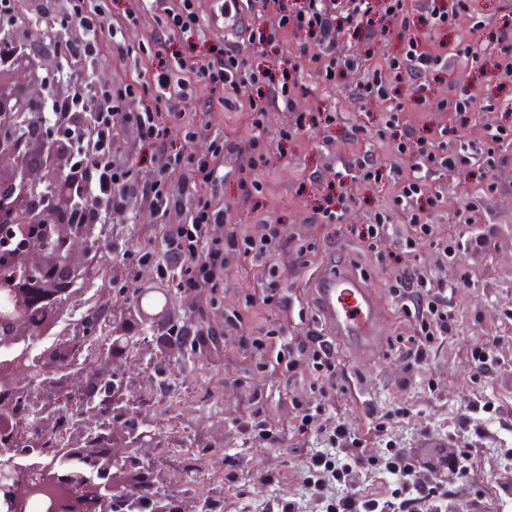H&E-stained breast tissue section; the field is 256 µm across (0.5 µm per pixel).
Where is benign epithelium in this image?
Listing matches in <instances>:
<instances>
[{
	"instance_id": "7a95c632",
	"label": "benign epithelium",
	"mask_w": 512,
	"mask_h": 512,
	"mask_svg": "<svg viewBox=\"0 0 512 512\" xmlns=\"http://www.w3.org/2000/svg\"><path fill=\"white\" fill-rule=\"evenodd\" d=\"M43 80L30 78L28 59L16 45L0 51V389L27 407L39 440L24 425L8 420L0 434V505L7 512H166L172 493L162 488L139 498L140 476L129 455L154 448L158 436L118 427L130 414L129 385L112 384L114 366L157 338L166 328L174 297L158 289L163 303L152 308V289L139 287L121 311L99 310L126 321L133 330L116 334L87 313L61 325L71 313L98 246L96 225L72 215L88 209L82 185L70 176L75 148L39 115L43 135L27 133V107L59 79L61 67H43ZM61 460L104 449L90 471L50 470L32 464L38 446ZM97 495L88 500L85 485Z\"/></svg>"
}]
</instances>
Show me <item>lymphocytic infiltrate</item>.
<instances>
[{
  "mask_svg": "<svg viewBox=\"0 0 512 512\" xmlns=\"http://www.w3.org/2000/svg\"><path fill=\"white\" fill-rule=\"evenodd\" d=\"M200 0H172L164 10L162 27L170 38L189 39L202 31ZM261 8L273 9L275 20L258 34L260 45H282L288 35L307 34L316 38L320 49L309 54L317 78L322 84L335 83L343 72L358 68L357 60L337 53L336 36L341 25H366L377 29L379 39H386L394 28H408L407 0H381L382 13L374 15L370 0H258ZM0 14L8 19L42 28L41 43L28 46L26 55L39 62L44 54L60 57L66 67L63 82L50 86L43 99L45 109L54 113L65 133L78 149L76 167L72 172L89 193L92 205L88 217L95 223H106L112 213L124 211L130 199L145 200L150 209L165 220L164 245L169 260L176 264L178 286L184 291L216 299L224 285V271L231 263L263 262L262 275L267 284L264 304L285 306L280 295V274L268 264L270 253L282 243L279 227L260 224L253 233L241 232L232 222L229 211L220 204L216 186L222 179L220 171L225 155L245 152L247 160L236 170V180L244 199L259 191L257 171L266 163L265 119L271 99H280L285 106L295 101L297 79L295 70L275 72L254 67L234 50L212 56L175 57L166 60L165 48H158L161 60L149 79L115 88L95 80L100 68L108 65L113 55L128 51L119 41L106 16L103 0H0ZM479 48L471 42L458 43L451 55L428 52L419 37L409 38L394 55L388 56L384 69L374 70L359 86L357 96L366 100L387 93L391 78L403 73L425 76L446 63L448 57H475ZM273 88L274 98L263 96L262 87ZM210 94L233 92L246 96L253 114L254 135L248 150L222 136H214L208 153L191 155L185 150H167L169 125L182 105L188 103L199 89ZM127 99L137 100L134 109L124 108ZM442 109L453 112L452 125L442 128L438 143L421 148L415 175L404 179L394 197L397 206L426 203L434 206L438 194L429 191L422 175L436 168L462 171L472 164L471 156L451 150L454 139L468 128L475 112L485 104L473 95H452L442 99ZM138 130L142 143L159 146L154 162L157 175L153 181L140 182L131 167L118 162L114 155L116 131L122 127ZM192 198L191 207H184L183 195ZM223 225V235L211 232L212 226ZM411 235L402 237L398 246L405 269L396 279L391 292L400 300V310L411 322L412 332L396 336L398 350L410 368L422 366L427 351L436 339L448 335L453 316L441 291L416 264L414 234L431 237L442 256L453 254L447 240L435 237L434 228L423 212L412 213ZM279 329H269L260 336L240 338V346L251 355L263 356L276 349V364L285 379H293L304 362H311L321 389H335L341 372L340 361L331 341L316 331L307 332L297 347L279 345ZM372 459L363 449L336 457L333 453L314 455L304 483L309 489L320 487L323 477L341 482L354 470L365 468ZM413 499L400 501L363 500L346 495L330 500L325 512H412L413 504L425 505L428 512H438L439 488L431 482L417 484Z\"/></svg>",
  "mask_w": 512,
  "mask_h": 512,
  "instance_id": "lymphocytic-infiltrate-1",
  "label": "lymphocytic infiltrate"
}]
</instances>
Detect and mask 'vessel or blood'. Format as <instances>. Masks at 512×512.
Here are the masks:
<instances>
[{
    "instance_id": "obj_1",
    "label": "vessel or blood",
    "mask_w": 512,
    "mask_h": 512,
    "mask_svg": "<svg viewBox=\"0 0 512 512\" xmlns=\"http://www.w3.org/2000/svg\"><path fill=\"white\" fill-rule=\"evenodd\" d=\"M207 22L231 35L246 20L224 0H217ZM311 285L319 316L339 342L367 352L382 346L384 316L379 298L346 262L325 263Z\"/></svg>"
}]
</instances>
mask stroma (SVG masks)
Instances as JSON below:
<instances>
[{
    "label": "stroma",
    "instance_id": "35a3bbf8",
    "mask_svg": "<svg viewBox=\"0 0 512 512\" xmlns=\"http://www.w3.org/2000/svg\"><path fill=\"white\" fill-rule=\"evenodd\" d=\"M169 0H108L113 23L122 27L130 53L125 60H113L101 69L100 80L121 85L142 80L158 63L155 39L161 37L160 16ZM506 0H472L470 11L461 13L452 28L432 30L428 42L454 46L458 41L477 42L489 35H512V8ZM137 8V22L129 25L125 15ZM268 15L253 12L250 30L236 40L225 39L223 31L205 28L193 42H173L169 52L182 55L213 54L220 49L241 51L249 64L264 68L287 67L290 53L299 48L317 51L316 40L292 39L288 51L280 48L255 49L251 29L268 25ZM417 27L397 29L388 41L375 44L367 29L340 34L337 48L342 54L366 60L368 67L381 66L387 55L396 53ZM365 77L358 70L337 78L335 84H321L309 65L297 74L303 93L292 107L275 104L266 119L270 143L267 162L258 172L261 193L251 203L241 201L234 175L236 157L224 160V179L218 194L242 231L268 222L279 225L287 248L272 252L268 261L282 276L287 309L264 305V288L257 267L230 266L217 304L195 294L176 291L171 314L173 322L191 327L193 333L217 332L216 340L196 349H182L175 343L151 344L143 356L163 351L169 358L160 363L125 366L134 384L129 396L135 402H149L152 421L162 433L170 453L160 458L156 449L141 451L174 493H185L189 501L211 500L216 512H266L275 500L300 503V512H323L331 486L308 497L302 486L303 471L310 456L326 449L320 433L301 434L294 430L295 405L306 402L324 407L327 414L348 426L352 434L346 447L364 449L366 455L381 457L386 446L403 451L401 464L410 468L413 480L433 477V467L447 447H454L460 472L458 483L449 491L465 487L470 497L467 512H498L500 505L512 504V146L503 150L506 163L495 167L475 165L467 170L431 174L427 183L437 193L436 206L427 220L446 238L456 240L455 254L440 260L428 240L417 239V264L427 274L446 283L448 308L455 317L452 333L432 343L425 365L410 371L401 353L392 346L369 354L337 345L343 374L337 389L310 390V373L285 382L280 375L259 370L255 360L239 346L243 336L258 335L266 321L280 319L288 326L290 344L303 341L308 330L323 324L313 304L309 283L321 264L338 256L349 261L379 297L389 318L390 336L409 334V324L388 289L402 268L398 263H381L367 253L351 228L370 223L379 209L391 203L394 183L412 168L413 159L398 160L392 151L395 136L405 129L421 131L423 126L439 128L450 124L451 112L440 109L442 99L455 93H471L491 100L492 110L477 113L463 141L464 147L482 146L488 132L512 129V81L501 77L497 59L482 54L476 60L449 59L448 67L425 78L402 75L391 80L387 97L361 101L357 86ZM331 111L338 120L323 127L320 115ZM399 123L391 136L379 137L391 113ZM208 124L209 129L192 142H185L189 124ZM298 131L288 140L279 132L289 126ZM221 134L247 146L254 134L251 117L237 104L222 105L199 91L197 99L184 109L167 134V145L186 148L201 155L210 149L214 135ZM119 156L142 181L151 180L154 148L143 146L135 129L119 130ZM373 159L383 173L381 180L366 182L347 175L348 167L363 158ZM496 182L497 189L484 186ZM339 191L350 206L341 223L325 224L316 210L326 191ZM479 200L481 221L472 226L455 223L464 204ZM112 251L98 266L100 276L78 300L86 309L109 302L122 308L133 288L145 284L174 285V277H161L158 263L164 262V229L161 220L141 201H131L125 212L113 214L104 224ZM315 250L299 257L301 244ZM152 245L154 261L130 260L131 252ZM471 273L470 285L460 283ZM253 300L245 308V300ZM242 318L229 328L225 319L231 312ZM489 357L486 376H478L475 360ZM375 416H368V409ZM386 415L385 427H378V415ZM403 479L382 466L358 471L348 484L349 492L365 499H384L400 488Z\"/></svg>",
    "mask_w": 512,
    "mask_h": 512
}]
</instances>
